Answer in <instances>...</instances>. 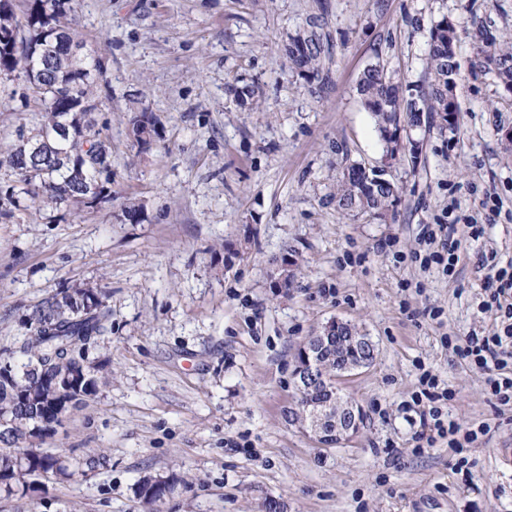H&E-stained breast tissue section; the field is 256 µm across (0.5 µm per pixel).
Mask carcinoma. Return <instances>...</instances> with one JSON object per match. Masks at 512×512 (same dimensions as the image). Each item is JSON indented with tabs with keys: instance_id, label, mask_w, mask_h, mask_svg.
<instances>
[{
	"instance_id": "carcinoma-1",
	"label": "carcinoma",
	"mask_w": 512,
	"mask_h": 512,
	"mask_svg": "<svg viewBox=\"0 0 512 512\" xmlns=\"http://www.w3.org/2000/svg\"><path fill=\"white\" fill-rule=\"evenodd\" d=\"M75 0H0V32L28 24L42 34L45 49L38 54L0 43V72L16 77L29 72L37 79L27 82L28 98L41 116L40 129L33 140L55 127L64 128L84 121L82 103L95 100L94 71L91 62L52 59L54 39L60 32H73ZM458 40L457 25L442 17L430 30L426 60L428 82L425 88L406 93L385 66L375 62L363 71L358 88L364 107L372 115L381 139L389 144V130L405 120L414 125L420 114L440 130L457 127L461 107L449 109L448 95L455 90L459 64L453 46ZM487 49L472 68L493 74L512 86V47L499 46L494 36H481ZM290 68L303 72L310 80L322 79L324 46L317 32L310 30L293 36L286 49ZM86 122V121H84ZM88 138L56 137L54 154L43 179H33L18 163L19 147L4 152L3 161L21 176L20 193L33 198L42 195L56 205H78L82 198L97 193L112 183V148L102 138L95 120L86 122ZM401 188L381 177L350 164L336 186V203L348 212L364 211L380 217L395 210ZM101 289L87 287L62 291L34 306L27 315L28 336L20 346L0 358L9 364L10 377L0 380V419L11 422L8 434H0V492L6 496L31 498L45 490L49 481L72 480L105 461L100 453L75 457L58 448H43L42 435L35 431L36 419L58 408L53 388L40 375L73 376L78 360H87L88 346L105 331L108 313L104 311ZM344 334L333 342V359L325 376H336V368L358 359L359 350L345 343ZM99 390V378L89 368L77 380L74 395L82 405ZM167 480L146 477L139 494L148 504H157L173 493Z\"/></svg>"
}]
</instances>
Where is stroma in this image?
Masks as SVG:
<instances>
[{"mask_svg":"<svg viewBox=\"0 0 512 512\" xmlns=\"http://www.w3.org/2000/svg\"><path fill=\"white\" fill-rule=\"evenodd\" d=\"M444 17L460 31L459 124L407 128L418 162L387 159L358 80L378 57L404 89L425 84ZM75 19L79 56L101 64L112 183L79 212L15 203L20 177L0 164V354L45 298L102 288L109 318L87 352L102 384L44 445L106 460L34 498L0 496V512H264L269 499L284 512H512V471L495 456L512 448V409L447 348L498 324L480 305L479 253L512 261V91L471 73L477 30L512 39V0H76ZM311 24L329 46L319 85L286 56ZM24 93L0 78V150L39 126ZM140 112L156 121L145 150L128 133ZM349 163L402 187L395 219L337 206ZM451 214L484 233L462 237L448 277L424 265L422 237ZM333 320L376 356L343 382L362 430L322 448L286 412L299 346ZM425 370L453 392L450 419L490 428L469 472L453 470L447 441L412 451ZM149 475L176 485L155 505L138 493Z\"/></svg>","mask_w":512,"mask_h":512,"instance_id":"1","label":"stroma"}]
</instances>
